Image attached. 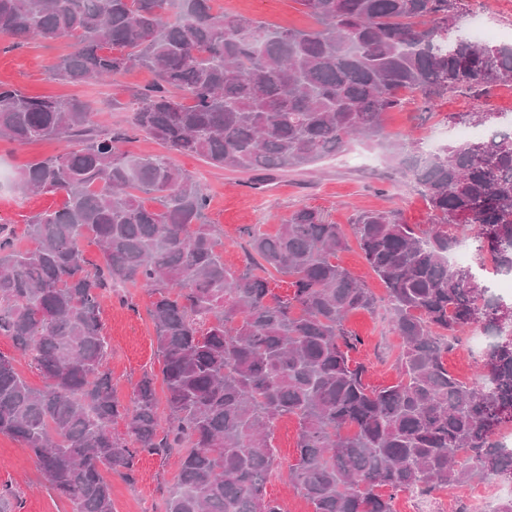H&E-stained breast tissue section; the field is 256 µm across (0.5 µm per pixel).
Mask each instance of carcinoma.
<instances>
[{"label":"carcinoma","instance_id":"1","mask_svg":"<svg viewBox=\"0 0 512 512\" xmlns=\"http://www.w3.org/2000/svg\"><path fill=\"white\" fill-rule=\"evenodd\" d=\"M464 0H296L319 28H274L213 10V0H0V37L64 39L53 76L90 83L140 67L155 81L130 125L166 149L240 171H295L382 131L399 92L430 103L512 86V44L462 33ZM92 101L27 96L0 84V141L64 152L27 164L18 188L63 193L27 224L19 248L0 224V336L42 376L31 387L0 353V434L29 448L73 512H113L104 473L134 478L142 452L178 449L166 512H282L265 486L279 468L276 421H299L288 479L313 512H395L394 495L512 477L498 426L512 414V303L451 266L461 229L479 263L512 275V133L497 112L451 114L495 126L489 141L418 154L408 171L430 214L421 228L363 211L351 231L314 207L273 235L252 231L246 265H224L204 185L165 154L136 155L102 129ZM92 235L101 257L80 240ZM354 237L385 285L401 339L399 381L377 388L353 361L345 326L371 311L370 288L336 263ZM291 292L269 299L270 280ZM143 283L167 415L155 375L123 403L112 388L101 297ZM494 337L469 382L445 363L474 327ZM125 432L115 430L118 421Z\"/></svg>","mask_w":512,"mask_h":512}]
</instances>
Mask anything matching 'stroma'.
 Masks as SVG:
<instances>
[{"label":"stroma","instance_id":"obj_1","mask_svg":"<svg viewBox=\"0 0 512 512\" xmlns=\"http://www.w3.org/2000/svg\"><path fill=\"white\" fill-rule=\"evenodd\" d=\"M213 6L220 13L240 14L277 27L306 29L314 25L296 0H213ZM67 51L66 43L60 41H32L19 47L0 45V83L29 95H77L93 100L100 109L97 121L102 127L127 128L133 94L151 84L153 74L134 69L103 84L61 82L53 78L51 67ZM479 110L512 113V87H497L481 96L455 94L429 105L421 97H412L401 109L384 114L383 134L378 141L358 140L348 150L304 169L272 172L261 179L252 172L211 166L195 156L175 153L171 159L205 185L210 196L207 219L221 232L226 266L237 269L243 265L248 228L254 226L274 234L281 218L305 205L321 209L334 224H351L364 210L391 211L403 223L427 224V203L406 173L396 144L405 135L420 141L430 130H451L448 114ZM64 148V143L56 140L22 147L0 142V224L12 227L19 248L32 246L26 234L28 220L38 213L61 209L65 197L23 195L15 185L16 178L25 164L59 154ZM336 261L379 298L374 311L355 312L346 320L347 327L363 339L353 357L367 366L371 385L394 384L399 377L396 358L400 339L393 328L386 290L365 263L357 244L337 253ZM152 299L151 288L138 283L117 288L102 302L111 383L123 400L144 372L160 368L154 326L148 315ZM297 439L296 419H280L272 444L281 469L268 480L266 495L279 502L284 512H312L310 503L289 487L286 478L285 469L296 458ZM176 474L175 457L141 454L135 482L115 475L110 478L114 512H165L167 492ZM4 483L11 484L18 493L16 512L72 510L68 500L47 486L32 452L21 442L0 435V485Z\"/></svg>","mask_w":512,"mask_h":512}]
</instances>
